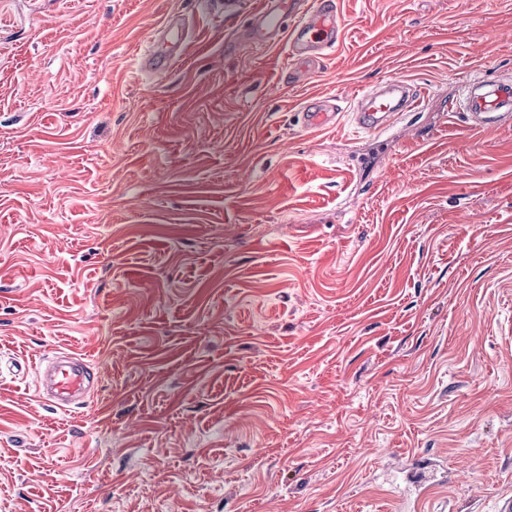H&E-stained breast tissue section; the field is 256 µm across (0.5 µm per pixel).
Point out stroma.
<instances>
[{"label": "stroma", "mask_w": 512, "mask_h": 512, "mask_svg": "<svg viewBox=\"0 0 512 512\" xmlns=\"http://www.w3.org/2000/svg\"><path fill=\"white\" fill-rule=\"evenodd\" d=\"M306 85L197 0H0V512H497L512 497V0H338ZM167 71L129 63L168 15ZM424 95L391 135L353 95ZM335 96V128L295 114ZM98 365L42 402L26 361ZM451 107V112L461 110L468 117V124L477 129L498 127L512 121V83L500 80L496 83L472 80L463 85ZM453 110V111H452ZM38 363L36 389L44 402L66 410L85 399L100 382V374L76 353L58 352Z\"/></svg>", "instance_id": "35a3bbf8"}]
</instances>
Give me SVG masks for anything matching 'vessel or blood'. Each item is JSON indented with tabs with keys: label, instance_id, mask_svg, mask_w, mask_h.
Returning a JSON list of instances; mask_svg holds the SVG:
<instances>
[{
	"label": "vessel or blood",
	"instance_id": "obj_1",
	"mask_svg": "<svg viewBox=\"0 0 512 512\" xmlns=\"http://www.w3.org/2000/svg\"><path fill=\"white\" fill-rule=\"evenodd\" d=\"M205 14L216 20L245 17L235 39L259 49L287 46L294 83L306 80L310 71L334 52L342 42L343 27L335 0H261L257 9L245 8V0H200ZM177 17H169L151 39V47L132 61L135 71L159 73L182 56L181 44L170 42L167 34ZM458 110L477 129H489L512 121V82L486 83L473 80L463 85ZM421 95L411 93L407 82L388 80L356 94L351 109L356 132H390L394 119L419 109ZM342 110L335 100L308 98L300 113L301 124L309 131L336 127ZM100 382V376L78 354L59 353L40 359L36 389L46 403L67 409L84 403Z\"/></svg>",
	"mask_w": 512,
	"mask_h": 512
}]
</instances>
